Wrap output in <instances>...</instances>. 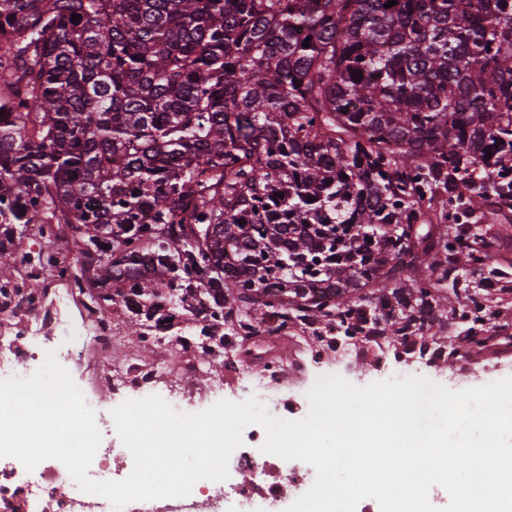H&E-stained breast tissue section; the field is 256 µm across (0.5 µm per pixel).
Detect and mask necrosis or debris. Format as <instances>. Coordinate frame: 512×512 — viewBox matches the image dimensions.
<instances>
[{"label":"necrosis or debris","instance_id":"1","mask_svg":"<svg viewBox=\"0 0 512 512\" xmlns=\"http://www.w3.org/2000/svg\"><path fill=\"white\" fill-rule=\"evenodd\" d=\"M75 285L49 294L41 292L23 297L24 308L40 313V327L52 332V341L62 348L63 358H70L78 338L73 325L61 317L68 301L78 297ZM196 344H184L173 338L160 360L132 363L99 377L98 392L86 395L85 401L95 412L97 423L107 416L104 396L120 399L149 389L156 390L174 409L186 402H205L223 392L230 383L240 386L241 398L258 397L276 416L303 418V407L291 391L307 376L311 365L328 355L346 365H364L373 369L383 366L391 353L388 337L357 336L337 347H315L298 343L291 358L275 360L267 366L254 365L240 337L228 336L219 353L224 358V375L200 384L201 366ZM175 365L178 378L168 383L166 365ZM249 448L236 449L228 464V481H200L197 490L182 498L180 512H282L293 503L310 481L306 470L286 471L282 458L263 453L264 433H257ZM0 512H112L109 502L97 495L82 492L66 467L47 459L34 470H26L17 459L0 465Z\"/></svg>","mask_w":512,"mask_h":512}]
</instances>
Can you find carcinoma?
<instances>
[{
	"label": "carcinoma",
	"mask_w": 512,
	"mask_h": 512,
	"mask_svg": "<svg viewBox=\"0 0 512 512\" xmlns=\"http://www.w3.org/2000/svg\"><path fill=\"white\" fill-rule=\"evenodd\" d=\"M387 2L0 0V291L33 232L145 348L203 305V355L272 321L512 339L459 287L496 246L473 214L512 224V8Z\"/></svg>",
	"instance_id": "cac0c4a2"
}]
</instances>
